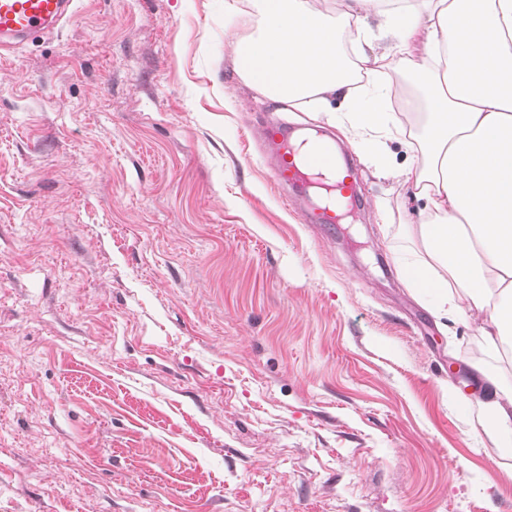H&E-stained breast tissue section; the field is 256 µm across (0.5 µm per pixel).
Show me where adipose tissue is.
Wrapping results in <instances>:
<instances>
[{
    "mask_svg": "<svg viewBox=\"0 0 512 512\" xmlns=\"http://www.w3.org/2000/svg\"><path fill=\"white\" fill-rule=\"evenodd\" d=\"M325 2L248 0L255 30L234 43L243 80L305 112L346 102L351 143L425 202L408 227L420 253L396 260L401 282L439 315L473 323L490 350L512 351V0H336L333 14ZM227 9L243 10L236 0ZM350 30L348 75L339 43ZM381 39L411 47L424 77L412 98L423 158L414 167H397L384 148L402 127L388 95L397 66L371 49ZM479 380L484 400L455 403L510 463L512 383L485 370Z\"/></svg>",
    "mask_w": 512,
    "mask_h": 512,
    "instance_id": "1",
    "label": "adipose tissue"
}]
</instances>
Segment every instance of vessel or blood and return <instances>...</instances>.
<instances>
[{
  "label": "vessel or blood",
  "instance_id": "b4317fda",
  "mask_svg": "<svg viewBox=\"0 0 512 512\" xmlns=\"http://www.w3.org/2000/svg\"><path fill=\"white\" fill-rule=\"evenodd\" d=\"M72 0H0V50L22 43L29 35L60 24ZM263 138L275 148L273 180L277 187L327 183L331 202L320 205L318 222L334 229L343 221V205L357 198V181L352 168L341 166L334 149L318 144L299 151L288 129L280 123L267 124Z\"/></svg>",
  "mask_w": 512,
  "mask_h": 512
}]
</instances>
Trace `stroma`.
<instances>
[{
    "mask_svg": "<svg viewBox=\"0 0 512 512\" xmlns=\"http://www.w3.org/2000/svg\"><path fill=\"white\" fill-rule=\"evenodd\" d=\"M225 0H76L0 57V512H512L450 392L512 380L401 283L422 200L245 84ZM271 122L344 149L308 223ZM263 138L275 147L273 180L277 187L298 186L306 183L309 187L322 183L328 190L326 193L340 197V205L336 198L328 203L319 205L318 224L324 229L331 230L343 221V207L357 199V181L352 168L342 167L336 152L329 146L317 144L303 154L299 153L294 140L291 139L288 128L281 123L267 124L263 129ZM327 175L335 180L326 183Z\"/></svg>",
    "mask_w": 512,
    "mask_h": 512,
    "instance_id": "obj_1",
    "label": "stroma"
}]
</instances>
